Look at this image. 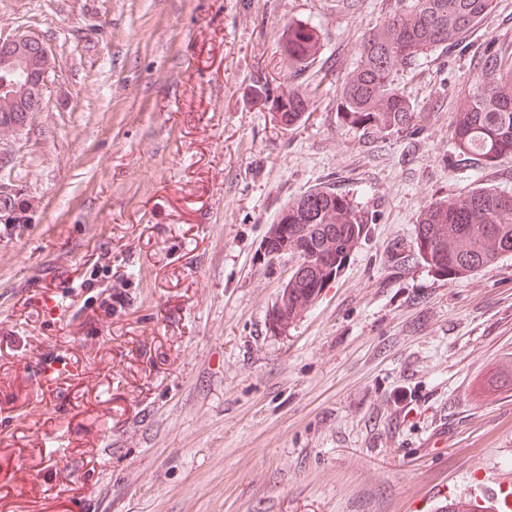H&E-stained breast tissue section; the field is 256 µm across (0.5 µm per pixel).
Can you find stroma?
Instances as JSON below:
<instances>
[{
  "mask_svg": "<svg viewBox=\"0 0 512 512\" xmlns=\"http://www.w3.org/2000/svg\"><path fill=\"white\" fill-rule=\"evenodd\" d=\"M398 0H0L56 57L42 111L0 129V512H448L512 492V255L456 280L412 251L428 202L512 192L460 167L458 101L512 0L398 72L414 138L343 128L336 96ZM315 26L290 71L283 33ZM265 76L310 92L291 127ZM346 194L367 226L284 329L297 259L261 241L289 200Z\"/></svg>",
  "mask_w": 512,
  "mask_h": 512,
  "instance_id": "1",
  "label": "stroma"
}]
</instances>
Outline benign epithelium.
Returning a JSON list of instances; mask_svg holds the SVG:
<instances>
[{"label":"benign epithelium","instance_id":"7a95c632","mask_svg":"<svg viewBox=\"0 0 512 512\" xmlns=\"http://www.w3.org/2000/svg\"><path fill=\"white\" fill-rule=\"evenodd\" d=\"M55 58L46 40L18 30L0 37V99L9 103L6 122L21 127L22 118L43 109Z\"/></svg>","mask_w":512,"mask_h":512}]
</instances>
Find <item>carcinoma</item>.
Here are the masks:
<instances>
[{"instance_id":"1","label":"carcinoma","mask_w":512,"mask_h":512,"mask_svg":"<svg viewBox=\"0 0 512 512\" xmlns=\"http://www.w3.org/2000/svg\"><path fill=\"white\" fill-rule=\"evenodd\" d=\"M491 0H407L379 28L364 37L360 63L345 79L336 99L344 125L373 139L416 133V109L395 86L393 74L417 64L437 47L454 48L489 13ZM320 40L313 26L288 25V67L316 57ZM486 80L457 108L453 131L456 162L494 163L512 158V64L490 51L483 57ZM262 105L283 125L296 123L308 96L294 86H272L257 79ZM366 224L349 198L317 187L288 202L268 232L265 253L283 244L297 268L273 311L285 327L294 321L343 271ZM512 254V193L479 189L463 198L426 204L416 227L415 255L437 274L455 280Z\"/></svg>"}]
</instances>
